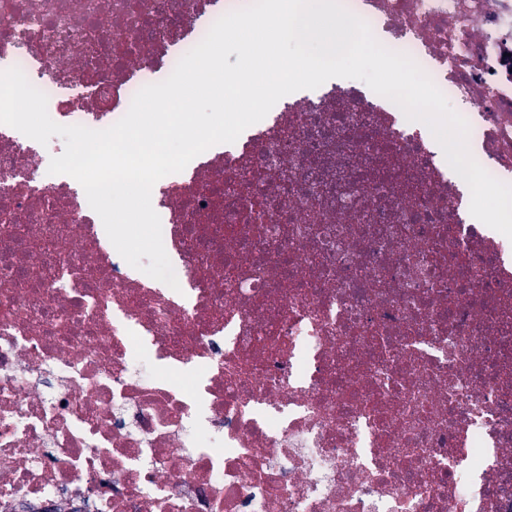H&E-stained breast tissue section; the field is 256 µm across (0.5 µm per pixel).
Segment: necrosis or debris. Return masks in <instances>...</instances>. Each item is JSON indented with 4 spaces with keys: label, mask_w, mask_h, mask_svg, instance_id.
I'll use <instances>...</instances> for the list:
<instances>
[{
    "label": "necrosis or debris",
    "mask_w": 512,
    "mask_h": 512,
    "mask_svg": "<svg viewBox=\"0 0 512 512\" xmlns=\"http://www.w3.org/2000/svg\"><path fill=\"white\" fill-rule=\"evenodd\" d=\"M250 3L0 0V70L102 130ZM341 3L512 184V0ZM402 115L328 81L157 181L175 290L0 125V512H512V240Z\"/></svg>",
    "instance_id": "necrosis-or-debris-1"
}]
</instances>
